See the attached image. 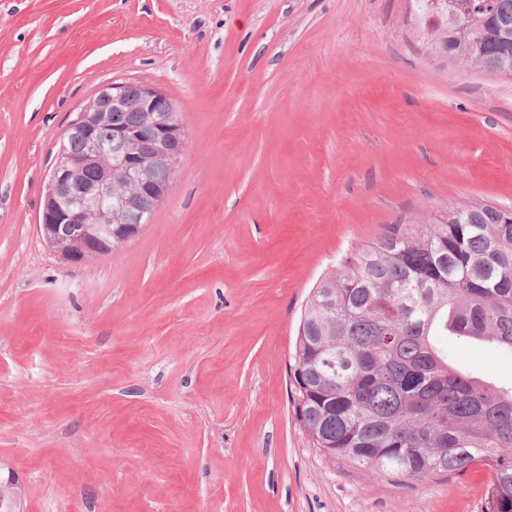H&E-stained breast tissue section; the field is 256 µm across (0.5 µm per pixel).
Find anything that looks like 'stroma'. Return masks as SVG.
I'll use <instances>...</instances> for the list:
<instances>
[{
	"mask_svg": "<svg viewBox=\"0 0 512 512\" xmlns=\"http://www.w3.org/2000/svg\"><path fill=\"white\" fill-rule=\"evenodd\" d=\"M417 0H0V472L21 512H483L490 473L397 484L313 446L290 365L353 248L512 209V76ZM164 90L189 148L150 224L67 262L37 224L76 112ZM512 386V354L441 337Z\"/></svg>",
	"mask_w": 512,
	"mask_h": 512,
	"instance_id": "35a3bbf8",
	"label": "stroma"
}]
</instances>
